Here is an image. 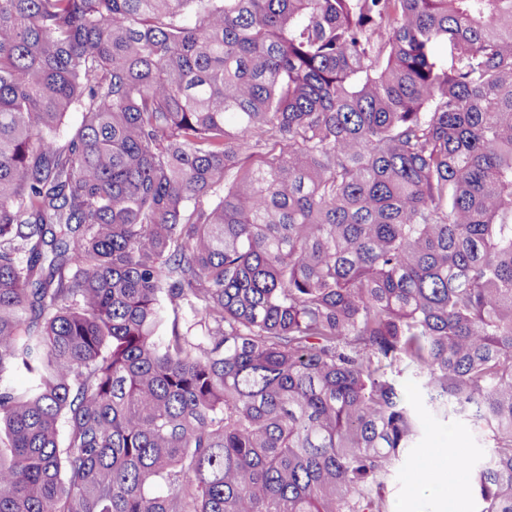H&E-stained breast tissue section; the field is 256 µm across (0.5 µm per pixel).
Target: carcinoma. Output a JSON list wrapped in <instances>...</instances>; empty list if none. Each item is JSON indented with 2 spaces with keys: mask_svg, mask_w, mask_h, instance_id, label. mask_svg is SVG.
<instances>
[{
  "mask_svg": "<svg viewBox=\"0 0 512 512\" xmlns=\"http://www.w3.org/2000/svg\"><path fill=\"white\" fill-rule=\"evenodd\" d=\"M452 415L512 512V0H0V512H389Z\"/></svg>",
  "mask_w": 512,
  "mask_h": 512,
  "instance_id": "cac0c4a2",
  "label": "carcinoma"
}]
</instances>
